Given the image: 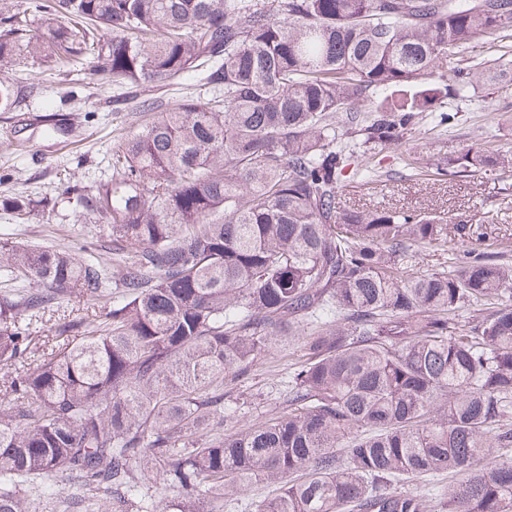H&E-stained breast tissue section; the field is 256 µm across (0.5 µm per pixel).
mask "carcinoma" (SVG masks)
I'll return each instance as SVG.
<instances>
[{"label":"carcinoma","instance_id":"carcinoma-1","mask_svg":"<svg viewBox=\"0 0 512 512\" xmlns=\"http://www.w3.org/2000/svg\"><path fill=\"white\" fill-rule=\"evenodd\" d=\"M494 40L491 63L465 55ZM458 57L452 78L429 77ZM87 68L128 92L197 71L206 92L117 139L76 206L111 257L0 244V512H512V258L481 226L343 208L371 154L435 105L512 75V0H37L0 7V112L19 67ZM385 96L362 114L361 102ZM512 168L480 144L441 176ZM16 218L33 201L0 196ZM453 235L446 268L403 266ZM75 295L83 309L63 308ZM469 316L460 319V311ZM54 334L35 335L46 313ZM288 412L226 435L224 378L301 331ZM428 498L400 482L440 473ZM159 482L150 483L149 474ZM274 486L251 485L237 496L224 500V512H251L250 504L275 494Z\"/></svg>","mask_w":512,"mask_h":512}]
</instances>
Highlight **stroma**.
Here are the masks:
<instances>
[{"instance_id":"1","label":"stroma","mask_w":512,"mask_h":512,"mask_svg":"<svg viewBox=\"0 0 512 512\" xmlns=\"http://www.w3.org/2000/svg\"><path fill=\"white\" fill-rule=\"evenodd\" d=\"M74 91L65 99V91ZM200 90L196 73L138 91L114 103L113 86L88 85L83 71L40 75L37 90L21 104L30 116L19 125L10 112H0V196L22 194L45 200L42 214L23 222L0 210V242H19L49 249L68 248L83 255H101L93 225L79 221L75 196L95 192L111 177L106 156L113 142L138 130L146 115L142 100L169 106ZM456 118L446 126L427 118L405 144L381 151L383 174L369 184L352 182L339 202L345 208L432 210L445 224H478L484 245L496 251L512 246V177L498 171L467 176H407L401 162L406 151L432 162L438 155L487 143L501 154L512 155V88L471 100L448 103ZM67 127V134H47L52 125ZM303 350L300 341L277 345L258 358L247 375L225 380L224 400L237 410L226 419L225 431L255 427L283 414L282 386Z\"/></svg>"}]
</instances>
